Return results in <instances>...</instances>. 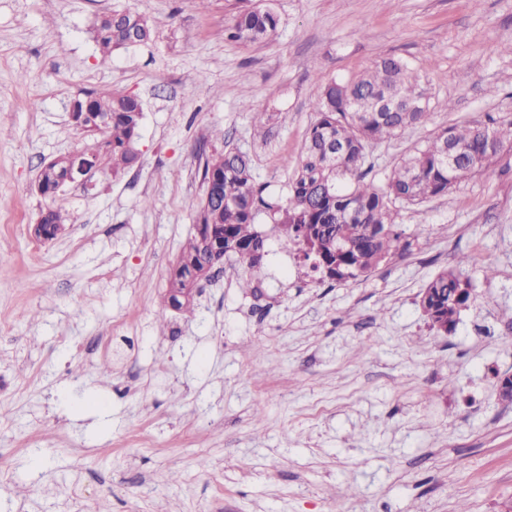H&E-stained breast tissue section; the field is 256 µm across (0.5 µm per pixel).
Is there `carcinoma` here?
<instances>
[{
  "mask_svg": "<svg viewBox=\"0 0 512 512\" xmlns=\"http://www.w3.org/2000/svg\"><path fill=\"white\" fill-rule=\"evenodd\" d=\"M278 24L269 8L244 10L234 17L228 37L254 44L275 32ZM154 31L153 22L135 11L101 16L94 28L101 63L109 62L117 48L149 41ZM315 112L302 154L291 164L288 195L280 202L266 199L267 186L257 180L248 155L225 151L205 159L203 176L211 190L195 210V233L170 281V307L191 309L183 291L197 288L208 277L216 249L239 255L247 266L239 287L252 288L263 259L264 238L256 229L263 215L313 261V269L322 271L327 262L336 264L337 279L365 274L400 249L395 203L416 205L449 192L487 171L504 144L512 143V120L492 126L453 125L401 157L384 184L365 182L362 167L369 147L407 127L426 125L431 115L419 75L392 56L376 60L353 78L326 83ZM142 117L140 99L119 90L87 92L73 107L74 125L94 140L84 154L114 173L138 162ZM332 143L341 152L332 151ZM67 164V158L58 157L43 166L38 180L42 195H56ZM66 219L62 206L50 208L42 215L38 233L52 240ZM468 287L469 280L452 269L442 270L428 283L420 304L434 328L446 333L454 328L470 298L458 289Z\"/></svg>",
  "mask_w": 512,
  "mask_h": 512,
  "instance_id": "cac0c4a2",
  "label": "carcinoma"
}]
</instances>
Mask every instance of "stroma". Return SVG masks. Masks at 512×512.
<instances>
[{"instance_id": "1", "label": "stroma", "mask_w": 512, "mask_h": 512, "mask_svg": "<svg viewBox=\"0 0 512 512\" xmlns=\"http://www.w3.org/2000/svg\"><path fill=\"white\" fill-rule=\"evenodd\" d=\"M249 5L279 24L244 45ZM127 9L159 27L100 65L93 24ZM507 38L512 0H0V512H512V148L400 206L408 246L366 274L324 278L261 223L252 292L229 253L193 312L167 303L206 156L247 153L285 197L325 83L395 56L431 119L370 147L382 183L446 127L512 119ZM115 89L143 104L138 163L41 195L93 144L74 100ZM59 203L62 235L36 237ZM455 267L472 298L444 333L420 300ZM277 15L269 8L256 7L240 12L227 30L228 37L243 44H254L276 31Z\"/></svg>"}]
</instances>
